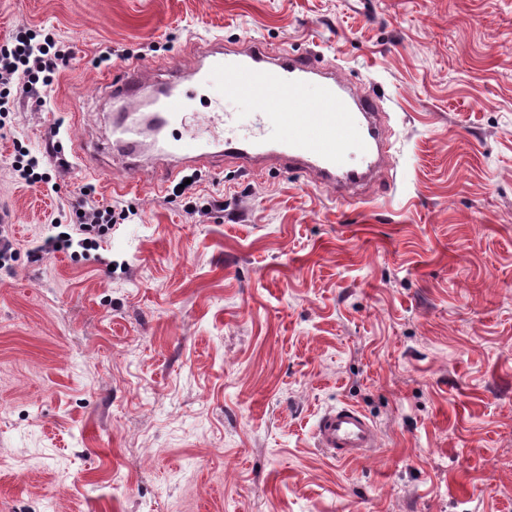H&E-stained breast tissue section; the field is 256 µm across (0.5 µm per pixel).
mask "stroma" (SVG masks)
<instances>
[{
	"label": "stroma",
	"mask_w": 512,
	"mask_h": 512,
	"mask_svg": "<svg viewBox=\"0 0 512 512\" xmlns=\"http://www.w3.org/2000/svg\"><path fill=\"white\" fill-rule=\"evenodd\" d=\"M39 29L51 103L0 109V512H512V0H0V46ZM216 36L378 97L375 181L228 158L181 196L113 188L108 73ZM190 95L250 133V99ZM89 182L124 219L33 259ZM344 403L378 445L339 462L314 431ZM20 152V158L19 161H17L18 165H16L15 169L16 172H18L17 176L19 179L28 185L39 182L48 185L50 180L46 176L47 174L38 172L41 164L40 158L36 155H31L30 152L26 150Z\"/></svg>",
	"instance_id": "1"
}]
</instances>
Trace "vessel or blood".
<instances>
[{
  "label": "vessel or blood",
  "instance_id": "vessel-or-blood-1",
  "mask_svg": "<svg viewBox=\"0 0 512 512\" xmlns=\"http://www.w3.org/2000/svg\"><path fill=\"white\" fill-rule=\"evenodd\" d=\"M189 76L201 86L223 87L226 96L251 99L270 136L201 142L187 134L161 148L159 162H144L145 141L162 130H186L190 114L178 83L156 79L148 65L130 59L106 86L109 99L123 105L112 117V146L122 159L124 188L147 178L164 191L184 171L214 167L227 158L248 169L263 161L282 162L343 192L374 178L384 156L379 109L371 97L354 93L325 71L314 55L275 52L258 40L238 52L218 39L198 52ZM315 440L341 461L370 452L378 433L360 408L343 404L320 416Z\"/></svg>",
  "mask_w": 512,
  "mask_h": 512
}]
</instances>
